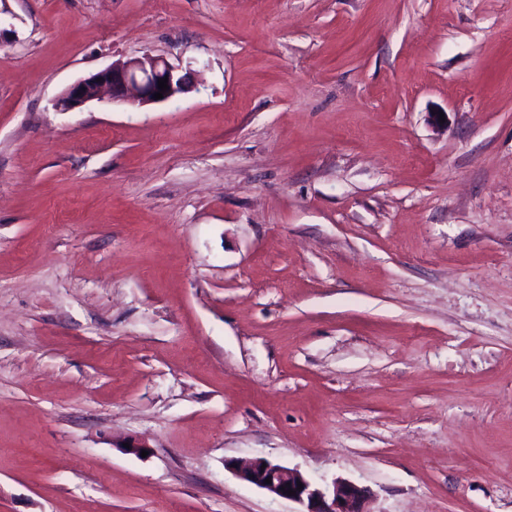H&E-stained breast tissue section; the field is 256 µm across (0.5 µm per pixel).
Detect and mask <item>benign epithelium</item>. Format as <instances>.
<instances>
[{
  "mask_svg": "<svg viewBox=\"0 0 512 512\" xmlns=\"http://www.w3.org/2000/svg\"><path fill=\"white\" fill-rule=\"evenodd\" d=\"M168 79L162 101L191 91L192 82L180 68L161 57L117 60L108 67L66 87L54 100L58 112H70L101 99L106 93L114 102L143 107L157 103L158 80ZM242 481L271 495L295 502L301 512H369L370 490L347 479H335L330 486H320L298 469H291L264 457L244 464L230 463ZM271 483H265V480ZM295 494L290 495L288 491Z\"/></svg>",
  "mask_w": 512,
  "mask_h": 512,
  "instance_id": "obj_1",
  "label": "benign epithelium"
}]
</instances>
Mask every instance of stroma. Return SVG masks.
<instances>
[{"label":"stroma","instance_id":"35a3bbf8","mask_svg":"<svg viewBox=\"0 0 512 512\" xmlns=\"http://www.w3.org/2000/svg\"><path fill=\"white\" fill-rule=\"evenodd\" d=\"M255 457L512 512V0L0 9V512H298ZM179 67L161 57H146L113 61L108 67L80 79L66 87L54 100L58 112H70L100 100L107 92L112 102H123L143 107L166 102L191 91V78ZM168 78V89L163 98L155 100L154 94L161 92L158 80Z\"/></svg>","mask_w":512,"mask_h":512}]
</instances>
